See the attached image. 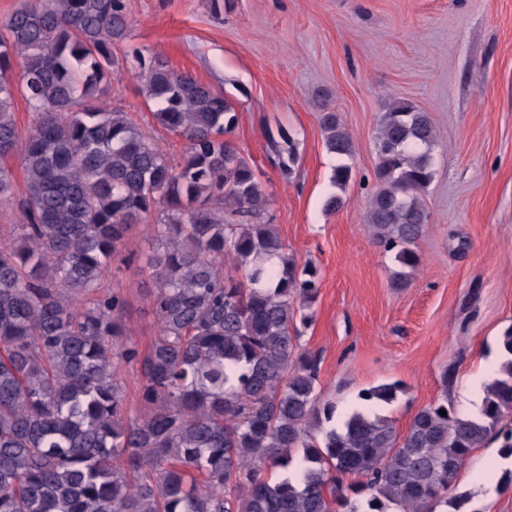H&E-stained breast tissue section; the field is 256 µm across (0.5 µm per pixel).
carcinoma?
<instances>
[{"instance_id":"carcinoma-1","label":"carcinoma","mask_w":512,"mask_h":512,"mask_svg":"<svg viewBox=\"0 0 512 512\" xmlns=\"http://www.w3.org/2000/svg\"><path fill=\"white\" fill-rule=\"evenodd\" d=\"M130 31L126 0H25L0 25V204L14 196L5 159L19 157L26 186L22 223L0 243V512H360L362 501L366 512H437L474 449L501 438L512 457V327L478 413L445 395L401 434L367 412L400 390L382 384L359 394L363 410L342 429L323 427L336 406L301 343L316 270L296 264L267 218L223 93L133 52L153 119L184 140L179 160L100 102ZM16 82L33 116L23 142ZM320 126L339 159L325 200L334 212L355 144L328 106ZM435 138L429 114L407 100L380 119L366 223L394 253L396 288L422 262ZM268 140L290 176L292 138L279 128ZM151 215L158 334L142 353L127 339L126 301L102 279L138 254L130 232ZM133 364L134 413L119 376Z\"/></svg>"}]
</instances>
